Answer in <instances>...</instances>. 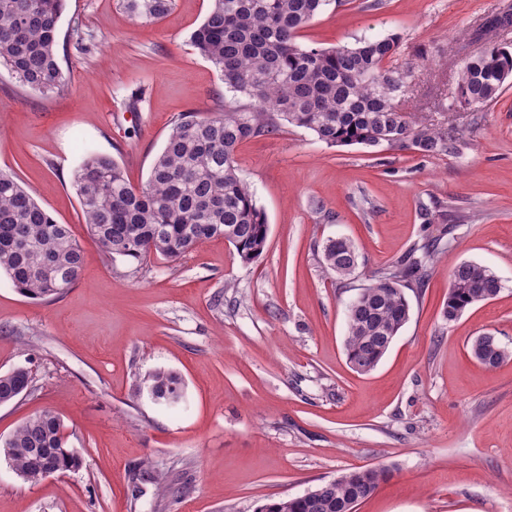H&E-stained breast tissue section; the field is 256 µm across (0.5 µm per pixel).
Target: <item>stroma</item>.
Instances as JSON below:
<instances>
[{
	"label": "stroma",
	"instance_id": "obj_1",
	"mask_svg": "<svg viewBox=\"0 0 512 512\" xmlns=\"http://www.w3.org/2000/svg\"><path fill=\"white\" fill-rule=\"evenodd\" d=\"M503 2L329 0L300 44L398 34L397 62L413 71L402 112L454 124L459 154L330 147L284 126L235 153L269 224L259 259L212 239L175 262L132 264L89 236L72 174L89 147L143 186L180 113L230 100L190 43L210 2L174 0L137 24L118 0H67L57 54L68 92L42 95L0 68V170L71 225L84 276L33 300L0 275V373L33 378L0 405V439L49 410L83 464L31 485L0 460V512H255L374 466L390 476L356 512H512V356L487 368L469 353L487 332L512 353V87L483 111L446 110L461 58L481 49L466 33ZM425 205L444 207L431 231L450 246L423 291H408L410 319L387 355L358 374L343 350L353 293L317 246L353 240L364 283L420 238ZM464 261L504 287L448 323L449 270ZM159 369L181 376L178 407L151 400L144 380ZM159 473L180 499L159 493Z\"/></svg>",
	"mask_w": 512,
	"mask_h": 512
}]
</instances>
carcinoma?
<instances>
[{
  "instance_id": "cac0c4a2",
  "label": "carcinoma",
  "mask_w": 512,
  "mask_h": 512,
  "mask_svg": "<svg viewBox=\"0 0 512 512\" xmlns=\"http://www.w3.org/2000/svg\"><path fill=\"white\" fill-rule=\"evenodd\" d=\"M139 23L167 14L173 0H119ZM325 0H211L201 25L191 34L194 49L221 73L225 88L251 100L233 102L217 112H186L174 121L155 158L146 184L135 188L111 158L85 152L73 173L87 230L111 258L140 262L160 255L176 260L200 243L222 238L244 264L265 250L269 224L252 190L235 165L240 143L271 135L284 125L302 127L333 146L385 145L422 157L460 152L453 126L441 128L410 118L397 108L406 92L410 70L394 64L400 38H361L352 45L303 47L300 31L318 14ZM65 0H0V66L18 82L43 95L68 92L69 81L57 62L59 20ZM512 27V13L485 19L473 31L487 62L468 59L457 74L460 103L481 111L512 80V51L490 36ZM423 235L400 259L374 273L362 285L364 297L347 309L343 341L347 362L360 374L373 371L409 320L405 289L424 287L439 255L442 239ZM359 254L349 238L327 239L320 263L337 281L351 279ZM12 287L40 300L56 297L84 272L82 248L68 224H59L12 173L0 171V273ZM501 280L488 267L461 262L450 272L443 318L452 322L471 306L496 298ZM471 356L496 367L509 353L492 334L474 338ZM149 394L161 406L182 398L174 373L149 374ZM30 371L16 367L0 374V404L31 387ZM0 457L19 476L32 469L56 473L79 469V451L67 446L64 423L49 410L32 415L0 442ZM376 467L364 474L347 471L324 482L300 500L279 499L259 509L269 512H341L360 504L387 480Z\"/></svg>"
}]
</instances>
